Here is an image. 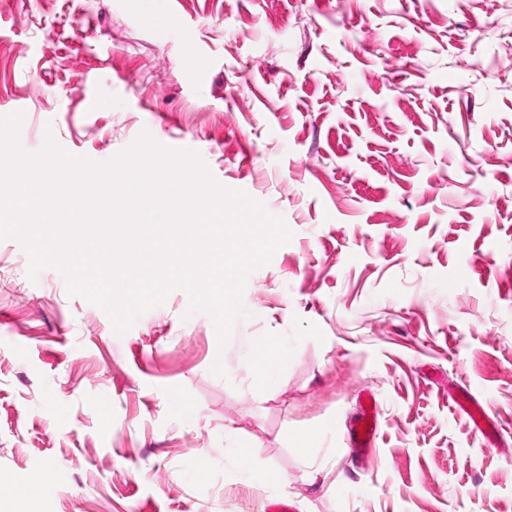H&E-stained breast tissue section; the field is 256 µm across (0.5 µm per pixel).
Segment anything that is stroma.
<instances>
[{
    "label": "stroma",
    "mask_w": 512,
    "mask_h": 512,
    "mask_svg": "<svg viewBox=\"0 0 512 512\" xmlns=\"http://www.w3.org/2000/svg\"><path fill=\"white\" fill-rule=\"evenodd\" d=\"M511 43L512 0H0L27 153L103 163L146 132L292 232L223 346L181 289L116 333L0 240V473L50 472L32 512H512ZM258 336L289 350L265 390ZM246 446L278 483L238 478ZM449 398L459 410L469 416L474 428L485 434V430L492 425L491 417L482 406L474 401L466 386H458L456 391L449 394ZM359 405L357 417L348 429L346 443L349 452L367 464L368 449L372 448L377 435L375 401L371 394H366Z\"/></svg>",
    "instance_id": "1"
}]
</instances>
